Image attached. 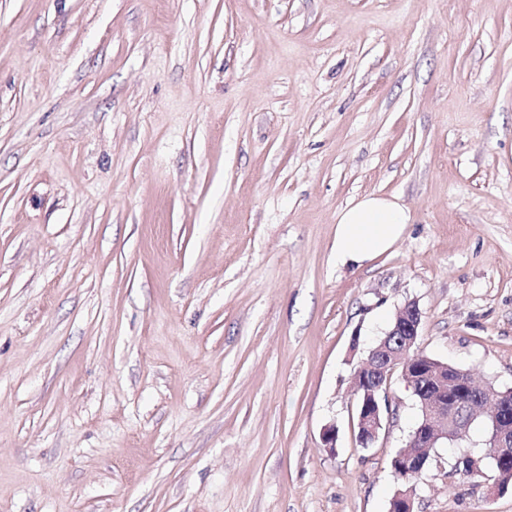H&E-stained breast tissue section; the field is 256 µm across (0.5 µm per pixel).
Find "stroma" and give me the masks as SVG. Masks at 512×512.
I'll use <instances>...</instances> for the list:
<instances>
[{
	"mask_svg": "<svg viewBox=\"0 0 512 512\" xmlns=\"http://www.w3.org/2000/svg\"><path fill=\"white\" fill-rule=\"evenodd\" d=\"M368 193L412 222L337 265ZM409 301L512 389V0H0V512H388ZM484 423L414 512H512Z\"/></svg>",
	"mask_w": 512,
	"mask_h": 512,
	"instance_id": "obj_1",
	"label": "stroma"
}]
</instances>
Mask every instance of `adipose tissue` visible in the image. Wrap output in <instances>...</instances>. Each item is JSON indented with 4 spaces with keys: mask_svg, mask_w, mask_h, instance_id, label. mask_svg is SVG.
Returning a JSON list of instances; mask_svg holds the SVG:
<instances>
[{
    "mask_svg": "<svg viewBox=\"0 0 512 512\" xmlns=\"http://www.w3.org/2000/svg\"><path fill=\"white\" fill-rule=\"evenodd\" d=\"M412 220L397 197L363 195L337 219L334 254L337 263L364 264L386 252Z\"/></svg>",
    "mask_w": 512,
    "mask_h": 512,
    "instance_id": "obj_1",
    "label": "adipose tissue"
}]
</instances>
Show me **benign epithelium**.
<instances>
[{
    "mask_svg": "<svg viewBox=\"0 0 512 512\" xmlns=\"http://www.w3.org/2000/svg\"><path fill=\"white\" fill-rule=\"evenodd\" d=\"M422 313L416 303L406 302L396 313L394 323L385 337L368 351L353 373L358 395L356 407L357 440L364 448L378 437L385 421L393 417L387 392L392 375L400 373L421 407L418 427L411 436L413 448L400 449L391 460L392 474L402 488L394 499L400 512H414L415 486L427 468L431 451L439 444L462 440L473 419L462 417L466 401L448 397L447 369L420 364L418 345ZM486 421L487 442L492 463L512 459V392L505 391L489 403Z\"/></svg>",
    "mask_w": 512,
    "mask_h": 512,
    "instance_id": "obj_1",
    "label": "benign epithelium"
}]
</instances>
